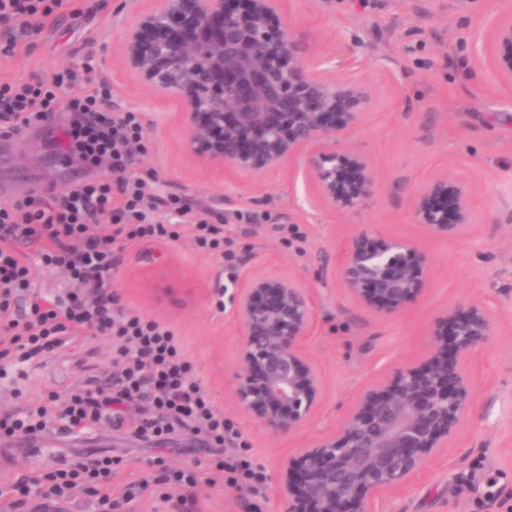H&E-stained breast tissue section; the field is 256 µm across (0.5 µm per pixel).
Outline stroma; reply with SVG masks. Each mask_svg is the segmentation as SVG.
<instances>
[{
  "instance_id": "1",
  "label": "stroma",
  "mask_w": 512,
  "mask_h": 512,
  "mask_svg": "<svg viewBox=\"0 0 512 512\" xmlns=\"http://www.w3.org/2000/svg\"><path fill=\"white\" fill-rule=\"evenodd\" d=\"M148 5L70 0L14 57L0 59V80L46 75L94 56V76L111 85L113 105L143 115L137 172L155 173L163 192L191 203L219 213L268 214L288 227L283 235L261 224L234 226L232 282L220 256L195 248L190 224L181 225L178 239L128 245L112 282L125 304L174 330L216 408L268 476L264 494L256 497L210 475L197 490L198 512H288L278 493L282 459L333 435L365 387L425 356L440 312L471 303L488 307L497 324L496 335L472 360L471 410L438 457L399 490L380 493L372 510L512 512V92L478 65L487 23L503 0H289L285 18L307 36L326 78L361 81L375 97L367 124L350 141L376 169L380 190L368 207L341 217L315 202L299 167L285 166L254 182L188 157L175 100L136 84L122 66L124 29ZM56 138L52 128L21 141L0 136V190L16 199L35 188L59 191L104 177V169H87L55 149ZM443 172L464 176L475 190L478 217L468 238H431L410 219L413 192ZM361 233L424 241L435 258L431 279L397 313L374 315L338 277L343 248ZM258 274L296 278L317 303L305 349L325 396L293 434L262 429L237 407L232 392L238 325L230 297ZM111 365L109 337L79 335L42 363L0 376V409L38 401L52 390L66 392ZM17 388L23 392L18 399ZM141 412L130 406L118 431L104 426L81 438L48 433L38 459L51 466L78 454L112 455L118 461L116 499L127 483L155 477L158 457L173 469L207 472L212 450L194 435L158 446L133 436Z\"/></svg>"
}]
</instances>
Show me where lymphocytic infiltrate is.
<instances>
[{
    "mask_svg": "<svg viewBox=\"0 0 512 512\" xmlns=\"http://www.w3.org/2000/svg\"><path fill=\"white\" fill-rule=\"evenodd\" d=\"M65 0H0V58L12 57L20 43L39 31L41 19L60 10ZM92 64L25 81H0V122L10 131L44 128L55 121L58 147L89 168H107L105 181H86L51 197L36 190L0 204V359L38 361L72 341L74 333L107 336L117 349L110 372H102L66 393L48 392L46 400L0 413V437L39 438L46 432L77 436L105 425L122 429L126 407L146 403L135 435L156 444L189 431L212 448L236 444L239 433L217 411L194 364L184 355L171 329L123 304L111 290L121 252L137 241L177 238L182 224L194 227L197 250L233 260L225 231L233 224H263L266 216L243 212L209 221V208L162 195L155 177L135 169L133 147L144 132L142 115L115 111L112 87L91 78ZM81 87L75 97L71 87ZM112 230H96L101 219ZM35 246L40 261L65 268L76 291L52 299L32 289L30 267L19 258ZM103 456L60 461L45 472L20 475L0 488V512H28L37 503H66L88 498L94 512H115L112 471ZM218 471L237 489L260 493L262 467L249 455L216 457ZM159 501L170 512H196L193 470H163Z\"/></svg>",
    "mask_w": 512,
    "mask_h": 512,
    "instance_id": "lymphocytic-infiltrate-1",
    "label": "lymphocytic infiltrate"
}]
</instances>
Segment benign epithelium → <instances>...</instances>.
<instances>
[{
    "instance_id": "1",
    "label": "benign epithelium",
    "mask_w": 512,
    "mask_h": 512,
    "mask_svg": "<svg viewBox=\"0 0 512 512\" xmlns=\"http://www.w3.org/2000/svg\"><path fill=\"white\" fill-rule=\"evenodd\" d=\"M285 0H153L124 32L128 70L149 91L179 97L187 154L249 179L302 158L318 204L338 216L369 204L380 179L345 136L365 124L371 90L329 81L309 63L306 36L274 20ZM482 58L512 90V4L488 22ZM413 223L438 238L474 230L475 195L455 173L410 198ZM435 270L420 243L353 238L339 277L357 302L384 317L404 308ZM240 370L233 394L265 430L291 434L322 401L323 381L304 344L315 322L310 288L292 277L255 275L237 289ZM481 305H454L437 320L430 350L357 397L336 433L282 461L279 494L289 512H370L448 445L470 410L466 366L496 335Z\"/></svg>"
}]
</instances>
